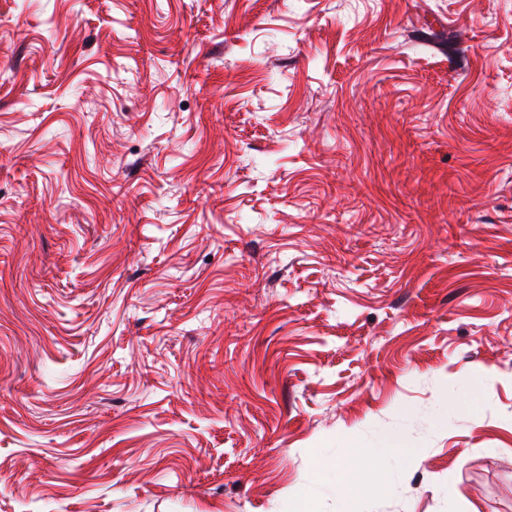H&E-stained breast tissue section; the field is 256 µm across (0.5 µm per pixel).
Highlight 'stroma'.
<instances>
[{
	"label": "stroma",
	"instance_id": "stroma-1",
	"mask_svg": "<svg viewBox=\"0 0 512 512\" xmlns=\"http://www.w3.org/2000/svg\"><path fill=\"white\" fill-rule=\"evenodd\" d=\"M29 2L0 512H512V0ZM393 442L394 438L389 436L385 439L383 448H363L351 440H345L341 443L336 460L330 461L321 456L315 458V466L320 472L328 475L336 482V486L347 489L346 496L341 498L340 512H357V497L366 488V478L372 465H380L388 455H396L403 466L418 461L411 450L398 451L399 448L389 447Z\"/></svg>",
	"mask_w": 512,
	"mask_h": 512
}]
</instances>
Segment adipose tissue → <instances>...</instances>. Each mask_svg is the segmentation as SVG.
Returning <instances> with one entry per match:
<instances>
[{
	"label": "adipose tissue",
	"mask_w": 512,
	"mask_h": 512,
	"mask_svg": "<svg viewBox=\"0 0 512 512\" xmlns=\"http://www.w3.org/2000/svg\"><path fill=\"white\" fill-rule=\"evenodd\" d=\"M396 455L402 465L416 463V454L408 449L392 451L391 447L364 448L359 444L346 440L335 460L316 457L315 466L323 474L328 475L338 486L347 490L341 500V512H356L358 496L366 488V478L371 467L380 465L386 456Z\"/></svg>",
	"instance_id": "1"
}]
</instances>
